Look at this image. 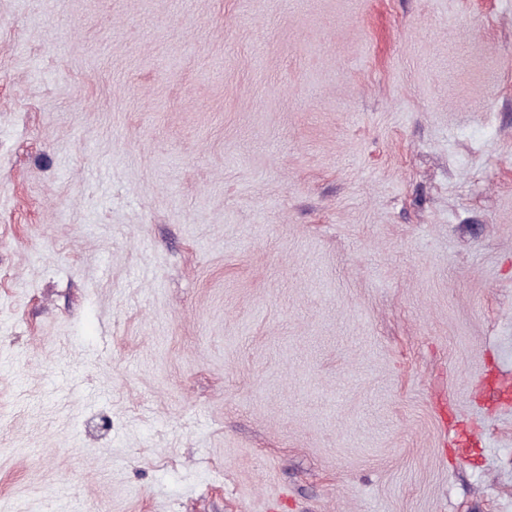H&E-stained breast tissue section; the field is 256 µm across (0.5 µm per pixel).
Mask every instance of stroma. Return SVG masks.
I'll list each match as a JSON object with an SVG mask.
<instances>
[{
  "instance_id": "1",
  "label": "stroma",
  "mask_w": 512,
  "mask_h": 512,
  "mask_svg": "<svg viewBox=\"0 0 512 512\" xmlns=\"http://www.w3.org/2000/svg\"><path fill=\"white\" fill-rule=\"evenodd\" d=\"M505 387L512 0H0V512H512Z\"/></svg>"
}]
</instances>
